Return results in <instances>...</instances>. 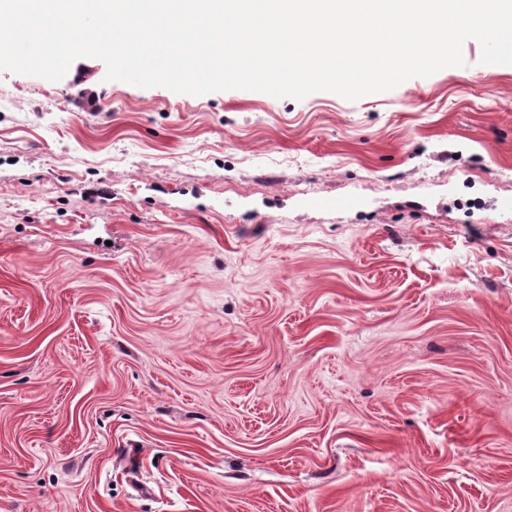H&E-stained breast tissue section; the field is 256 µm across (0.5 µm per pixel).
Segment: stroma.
Instances as JSON below:
<instances>
[{
  "label": "stroma",
  "instance_id": "1",
  "mask_svg": "<svg viewBox=\"0 0 512 512\" xmlns=\"http://www.w3.org/2000/svg\"><path fill=\"white\" fill-rule=\"evenodd\" d=\"M480 55L356 100L0 70V512H512Z\"/></svg>",
  "mask_w": 512,
  "mask_h": 512
}]
</instances>
